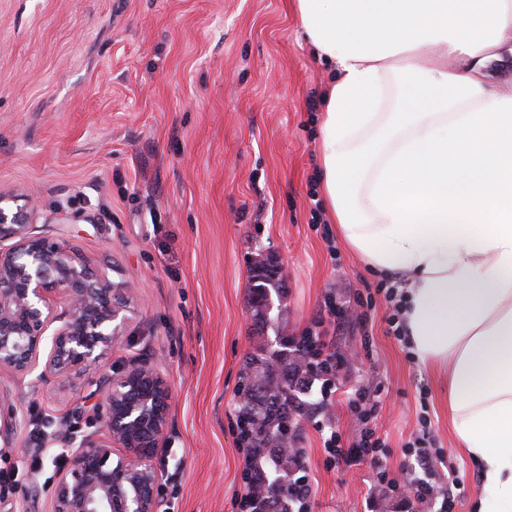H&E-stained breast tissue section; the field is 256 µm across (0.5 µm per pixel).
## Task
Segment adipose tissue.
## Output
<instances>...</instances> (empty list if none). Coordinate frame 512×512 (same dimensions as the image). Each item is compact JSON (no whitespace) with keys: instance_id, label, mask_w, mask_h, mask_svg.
Wrapping results in <instances>:
<instances>
[{"instance_id":"1","label":"adipose tissue","mask_w":512,"mask_h":512,"mask_svg":"<svg viewBox=\"0 0 512 512\" xmlns=\"http://www.w3.org/2000/svg\"><path fill=\"white\" fill-rule=\"evenodd\" d=\"M338 72L318 154L326 205L369 268L404 280L417 359L448 380L482 512H512V0H295ZM483 79L490 85L504 90L512 88V57L504 56L501 61H492L482 71Z\"/></svg>"}]
</instances>
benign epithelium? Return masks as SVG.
<instances>
[{
  "instance_id": "1",
  "label": "benign epithelium",
  "mask_w": 512,
  "mask_h": 512,
  "mask_svg": "<svg viewBox=\"0 0 512 512\" xmlns=\"http://www.w3.org/2000/svg\"><path fill=\"white\" fill-rule=\"evenodd\" d=\"M29 193L0 190V371L36 380L80 375L122 336L123 284L95 275L41 234ZM63 299L54 306L51 294ZM98 400L83 412L104 435L60 432L69 464L53 489L54 512H157V478L147 463L166 424L169 388L146 363L95 381ZM125 454L115 456V448Z\"/></svg>"
}]
</instances>
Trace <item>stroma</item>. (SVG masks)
I'll list each match as a JSON object with an SVG mask.
<instances>
[{"instance_id":"obj_1","label":"stroma","mask_w":512,"mask_h":512,"mask_svg":"<svg viewBox=\"0 0 512 512\" xmlns=\"http://www.w3.org/2000/svg\"><path fill=\"white\" fill-rule=\"evenodd\" d=\"M330 73L291 0H0V188L34 195L51 237L130 305L111 353L82 376L38 384L1 371L0 512H54L65 448L35 432L75 417L102 374L146 361L170 389L150 463L160 512H234L246 490L235 430L239 370L276 335L300 336L326 297L360 299L367 326L337 328L338 390L303 419L310 512H412L376 466L327 467L321 439L353 436L351 391H369L391 477L423 471L409 450L427 418L453 512H475L479 466L458 449L448 385L388 331L384 276L328 217L317 164ZM271 256L285 286L277 324L258 328L252 264ZM39 459L31 469V459Z\"/></svg>"}]
</instances>
